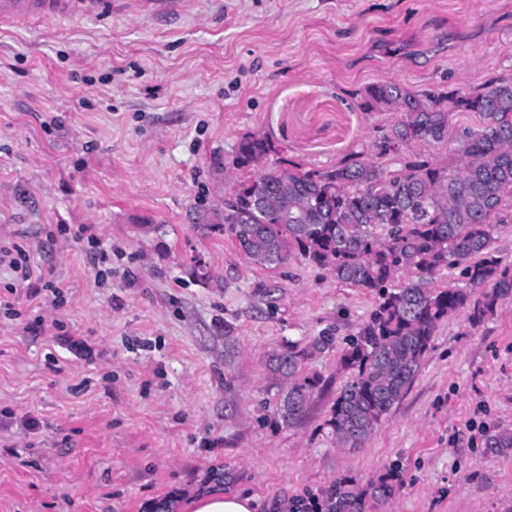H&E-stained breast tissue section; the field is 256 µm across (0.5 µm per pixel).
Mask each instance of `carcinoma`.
Listing matches in <instances>:
<instances>
[{
	"instance_id": "obj_1",
	"label": "carcinoma",
	"mask_w": 512,
	"mask_h": 512,
	"mask_svg": "<svg viewBox=\"0 0 512 512\" xmlns=\"http://www.w3.org/2000/svg\"><path fill=\"white\" fill-rule=\"evenodd\" d=\"M497 93L480 85L469 91L415 92L382 80L361 92L365 112H397L378 150H354L323 170L304 169L280 157L266 137H243L237 167L252 166L257 154L272 153L260 175L236 184L235 204L249 206L246 224L225 228L253 262L276 267L297 255L336 280L378 297L375 309L341 351L350 371L331 407L328 425L341 448H358L409 391L439 325L465 310L474 326L512 296V262L494 247L500 224H512V80L496 78ZM456 112L477 124L452 128ZM457 144L456 158L441 162L425 153L403 159L389 171L380 159L396 139ZM288 190L300 205L296 224L252 203L262 191ZM457 269L461 282L436 287V276ZM408 277L395 282L398 275ZM304 353L292 348L268 358L270 372L288 381L278 415L290 425L302 419L318 381L302 376ZM392 471L360 487L351 478L327 492V512H366L394 495Z\"/></svg>"
}]
</instances>
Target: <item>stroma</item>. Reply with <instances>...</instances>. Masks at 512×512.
Returning <instances> with one entry per match:
<instances>
[{
  "mask_svg": "<svg viewBox=\"0 0 512 512\" xmlns=\"http://www.w3.org/2000/svg\"><path fill=\"white\" fill-rule=\"evenodd\" d=\"M500 77L512 0H112L0 29V246L67 286L9 296L0 269V512H179L193 489L321 512L336 481L389 469L376 512H512V449L485 445L512 432V297L449 317L402 401L341 448L339 352L375 296L298 256L259 266L224 229L226 183L257 175L233 164L242 137L324 169L395 119L357 108L365 86ZM291 347L321 384L289 426L266 359Z\"/></svg>",
  "mask_w": 512,
  "mask_h": 512,
  "instance_id": "35a3bbf8",
  "label": "stroma"
}]
</instances>
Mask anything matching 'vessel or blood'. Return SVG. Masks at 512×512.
Wrapping results in <instances>:
<instances>
[{
    "mask_svg": "<svg viewBox=\"0 0 512 512\" xmlns=\"http://www.w3.org/2000/svg\"><path fill=\"white\" fill-rule=\"evenodd\" d=\"M112 0H0V26L108 10Z\"/></svg>",
    "mask_w": 512,
    "mask_h": 512,
    "instance_id": "b4317fda",
    "label": "vessel or blood"
}]
</instances>
